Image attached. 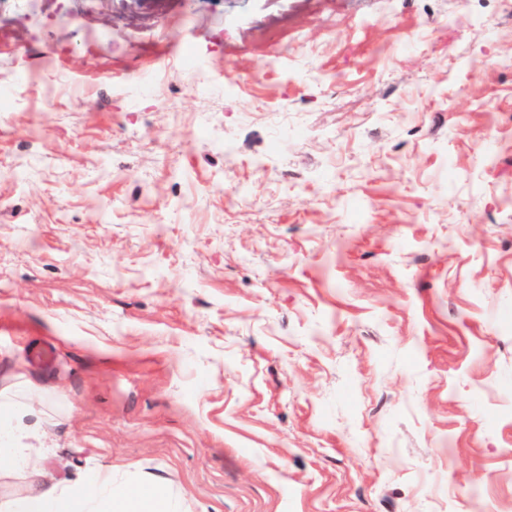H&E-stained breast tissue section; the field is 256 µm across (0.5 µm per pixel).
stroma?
Segmentation results:
<instances>
[{
    "instance_id": "obj_1",
    "label": "stroma",
    "mask_w": 512,
    "mask_h": 512,
    "mask_svg": "<svg viewBox=\"0 0 512 512\" xmlns=\"http://www.w3.org/2000/svg\"><path fill=\"white\" fill-rule=\"evenodd\" d=\"M0 93L46 483L512 512V0H0Z\"/></svg>"
}]
</instances>
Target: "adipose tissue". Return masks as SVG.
I'll return each mask as SVG.
<instances>
[{"label":"adipose tissue","instance_id":"ef3b65f1","mask_svg":"<svg viewBox=\"0 0 512 512\" xmlns=\"http://www.w3.org/2000/svg\"><path fill=\"white\" fill-rule=\"evenodd\" d=\"M6 408L0 400V473H24L37 489L7 502L0 512H175L158 487L116 488L108 467L89 471L73 483L42 484L35 462L14 442L18 421Z\"/></svg>","mask_w":512,"mask_h":512}]
</instances>
